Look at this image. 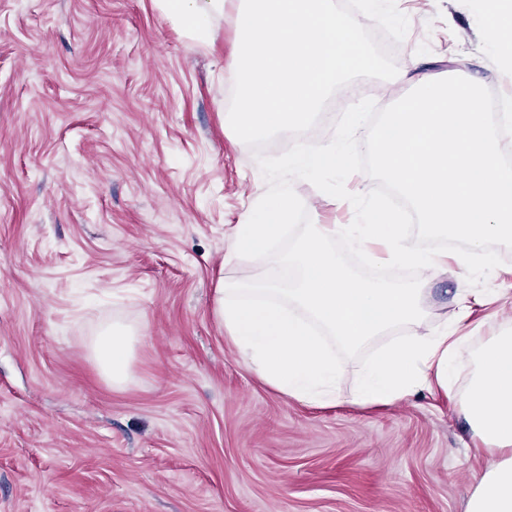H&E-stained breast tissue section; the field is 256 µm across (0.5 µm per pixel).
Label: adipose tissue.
Returning a JSON list of instances; mask_svg holds the SVG:
<instances>
[{"instance_id":"1","label":"adipose tissue","mask_w":512,"mask_h":512,"mask_svg":"<svg viewBox=\"0 0 512 512\" xmlns=\"http://www.w3.org/2000/svg\"><path fill=\"white\" fill-rule=\"evenodd\" d=\"M411 56L401 81L413 91L387 112L375 138L377 162L427 229L464 241L454 255L431 249L372 209L364 224H309L284 249L295 209L290 189L247 213L226 231L228 264H257L260 276L224 278L214 313L242 363L288 398L326 406L340 396L341 355H354L374 337L407 328L401 343L379 351L360 368L352 404H395L423 389L457 392L460 413L489 456L475 475L466 512H512V321L473 345L464 330L472 311L459 296L448 322L425 334L415 328L428 311L418 285L358 281L332 250L344 242L374 264H406L422 272L456 263L468 276L472 256L495 263L491 243L512 241V169L500 159L481 108L478 81L423 71ZM141 333L105 329L89 345L113 385L126 382ZM470 376L456 390L457 365Z\"/></svg>"}]
</instances>
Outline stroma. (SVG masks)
Wrapping results in <instances>:
<instances>
[{"mask_svg":"<svg viewBox=\"0 0 512 512\" xmlns=\"http://www.w3.org/2000/svg\"><path fill=\"white\" fill-rule=\"evenodd\" d=\"M417 50L512 97L481 0H396ZM195 44L156 0H0V512H465L485 465L458 399L395 405L288 399L241 362L213 315L228 225L264 195L254 151L231 142L230 18ZM313 223L353 210L294 180ZM356 277L418 281L431 331L460 289L512 294L456 267L415 278L335 243ZM139 328L132 377L114 386L87 344Z\"/></svg>","mask_w":512,"mask_h":512,"instance_id":"stroma-1","label":"stroma"}]
</instances>
